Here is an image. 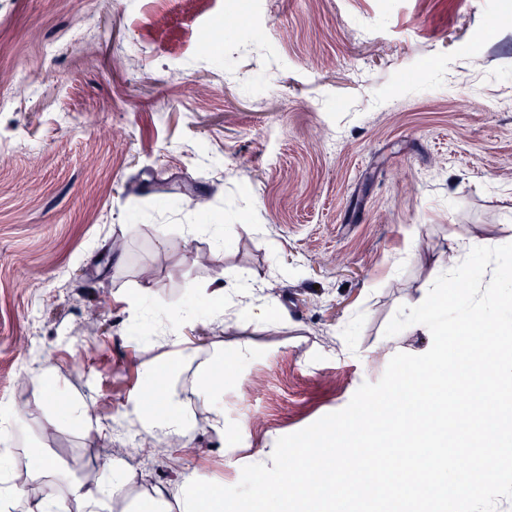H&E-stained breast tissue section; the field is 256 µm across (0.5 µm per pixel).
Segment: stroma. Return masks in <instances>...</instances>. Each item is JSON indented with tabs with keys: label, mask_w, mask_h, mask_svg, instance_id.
<instances>
[{
	"label": "stroma",
	"mask_w": 512,
	"mask_h": 512,
	"mask_svg": "<svg viewBox=\"0 0 512 512\" xmlns=\"http://www.w3.org/2000/svg\"><path fill=\"white\" fill-rule=\"evenodd\" d=\"M506 15L512 0H0V469L63 448L124 476L112 512L157 487L173 505L185 475L236 485L393 355L425 353L426 326L384 331L462 262L450 237L512 243V108L491 105L512 93ZM257 285L263 321L239 294ZM217 354L220 433L201 395ZM43 357L91 427L36 384ZM162 372L188 446L105 457L100 437L144 431L138 395Z\"/></svg>",
	"instance_id": "stroma-1"
}]
</instances>
